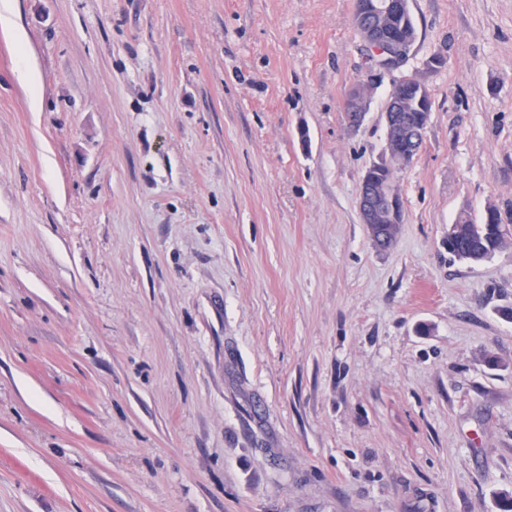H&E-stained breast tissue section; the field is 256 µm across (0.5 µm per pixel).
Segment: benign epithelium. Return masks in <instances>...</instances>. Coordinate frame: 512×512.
Wrapping results in <instances>:
<instances>
[{"label":"benign epithelium","mask_w":512,"mask_h":512,"mask_svg":"<svg viewBox=\"0 0 512 512\" xmlns=\"http://www.w3.org/2000/svg\"><path fill=\"white\" fill-rule=\"evenodd\" d=\"M406 6V0H355L354 24L361 31L369 46L366 58L368 77L357 82L350 90L345 103V116L352 128L359 127L365 118L369 91L374 80L382 75L394 76L409 57L411 45L391 37L388 25L391 17ZM413 78L399 79L391 86L384 113L386 147L383 157L369 171L388 170L379 186L362 178L358 208L373 241L380 247L390 246L394 238L387 234V225L403 223V204L394 183L396 171L409 165L416 155L413 148H401L403 136L402 111H420L422 119L413 129L414 141L424 137L429 122L428 101L423 88H415Z\"/></svg>","instance_id":"benign-epithelium-1"}]
</instances>
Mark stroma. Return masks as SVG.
Returning <instances> with one entry per match:
<instances>
[{"mask_svg": "<svg viewBox=\"0 0 512 512\" xmlns=\"http://www.w3.org/2000/svg\"><path fill=\"white\" fill-rule=\"evenodd\" d=\"M14 4L0 512H499L512 236L467 263L448 229L512 224V0H409L431 112L385 250L353 0Z\"/></svg>", "mask_w": 512, "mask_h": 512, "instance_id": "35a3bbf8", "label": "stroma"}]
</instances>
